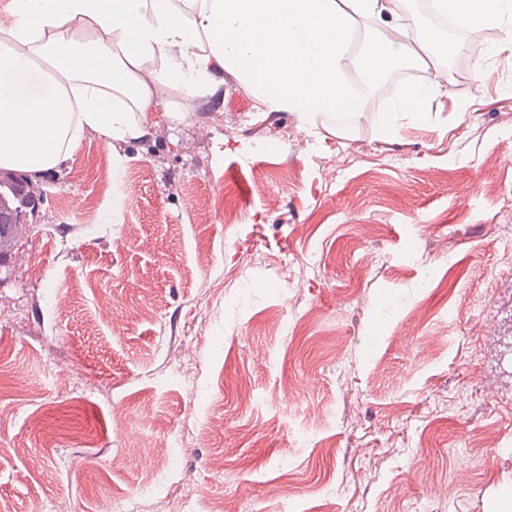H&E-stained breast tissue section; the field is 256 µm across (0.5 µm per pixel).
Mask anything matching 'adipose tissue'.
<instances>
[{
	"instance_id": "adipose-tissue-1",
	"label": "adipose tissue",
	"mask_w": 512,
	"mask_h": 512,
	"mask_svg": "<svg viewBox=\"0 0 512 512\" xmlns=\"http://www.w3.org/2000/svg\"><path fill=\"white\" fill-rule=\"evenodd\" d=\"M403 0H11L0 26V168L39 172L74 151L85 131L124 141L156 91L188 96L221 71L234 73L267 108L298 113L305 131L339 112L359 111L379 66L447 56L439 31L413 22L366 40L362 88L344 62L359 19L396 17ZM467 32L476 78L493 48L485 30L512 44V0H439ZM447 74L407 86L380 123L393 137L405 112L427 120Z\"/></svg>"
}]
</instances>
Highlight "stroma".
<instances>
[{
	"mask_svg": "<svg viewBox=\"0 0 512 512\" xmlns=\"http://www.w3.org/2000/svg\"><path fill=\"white\" fill-rule=\"evenodd\" d=\"M503 39L481 80L441 59L430 121L389 140L411 62L314 134L226 71L198 90L213 110L160 96L141 136L85 132L32 174L39 212L0 257V512H101L172 458L139 512L185 485L192 512H491L512 488ZM188 359L191 387L168 376Z\"/></svg>",
	"mask_w": 512,
	"mask_h": 512,
	"instance_id": "obj_1",
	"label": "stroma"
}]
</instances>
